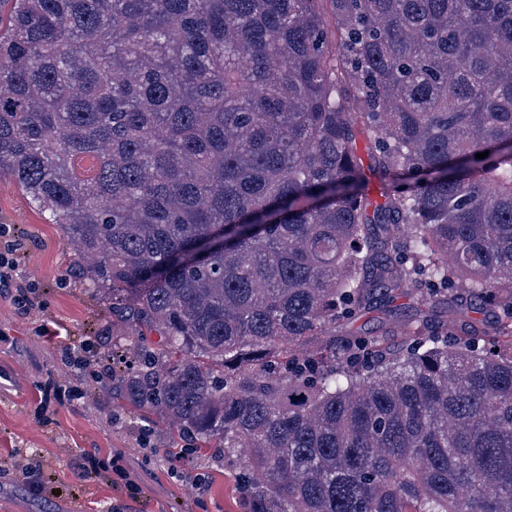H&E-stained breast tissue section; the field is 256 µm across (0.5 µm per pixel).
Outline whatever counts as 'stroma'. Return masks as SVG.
Segmentation results:
<instances>
[{
  "mask_svg": "<svg viewBox=\"0 0 512 512\" xmlns=\"http://www.w3.org/2000/svg\"><path fill=\"white\" fill-rule=\"evenodd\" d=\"M0 248L17 246V276L0 291V512H241L220 449L182 451L143 433L134 409L97 383L113 355L134 362L133 338L87 287L70 242L20 188L0 179ZM61 343L104 334L108 348L70 369ZM70 389L40 404L39 389ZM120 458L122 472L112 469Z\"/></svg>",
  "mask_w": 512,
  "mask_h": 512,
  "instance_id": "obj_1",
  "label": "stroma"
}]
</instances>
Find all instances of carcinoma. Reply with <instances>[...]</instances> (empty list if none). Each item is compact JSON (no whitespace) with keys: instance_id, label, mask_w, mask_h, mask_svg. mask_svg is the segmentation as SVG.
<instances>
[{"instance_id":"obj_1","label":"carcinoma","mask_w":512,"mask_h":512,"mask_svg":"<svg viewBox=\"0 0 512 512\" xmlns=\"http://www.w3.org/2000/svg\"><path fill=\"white\" fill-rule=\"evenodd\" d=\"M6 2L0 177L136 336L127 402L244 512H512V0Z\"/></svg>"}]
</instances>
